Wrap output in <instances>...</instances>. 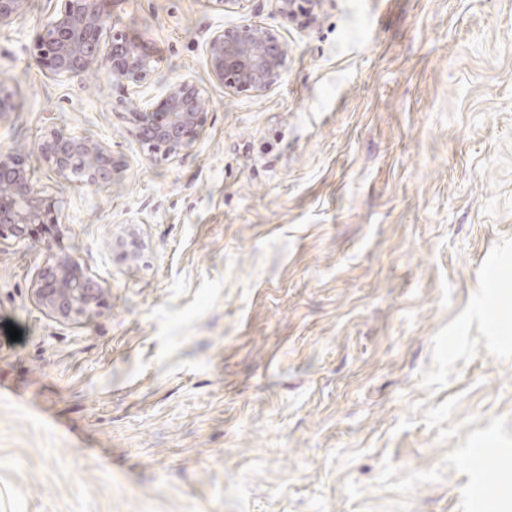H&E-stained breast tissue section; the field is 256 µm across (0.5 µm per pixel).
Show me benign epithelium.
<instances>
[{"label": "benign epithelium", "instance_id": "1", "mask_svg": "<svg viewBox=\"0 0 512 512\" xmlns=\"http://www.w3.org/2000/svg\"><path fill=\"white\" fill-rule=\"evenodd\" d=\"M116 2L64 0L35 37L38 64L66 79L104 68L112 83L123 89H135L149 81L161 62L152 45L143 39L133 40L119 29L106 33V21ZM276 5L282 17L291 19L301 12L314 14L320 0H276ZM26 7L27 0H0V27L12 24ZM206 54L215 81L258 93L282 79L288 46L258 25L243 24L212 32ZM209 105L202 87L191 78H179L156 105L130 113L132 136L153 152L175 158L199 137ZM38 153L67 184L102 186L112 180V152L101 140L53 130L38 144ZM61 204L60 197L46 195L36 187L23 158L0 153V245L34 241L28 228L34 224L54 227ZM43 247L46 258L34 291L39 305L58 319H93L105 304L100 280L64 251L60 237L43 238ZM112 247L133 265L140 261L144 242L130 231L113 240Z\"/></svg>", "mask_w": 512, "mask_h": 512}]
</instances>
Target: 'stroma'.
Listing matches in <instances>:
<instances>
[{
    "mask_svg": "<svg viewBox=\"0 0 512 512\" xmlns=\"http://www.w3.org/2000/svg\"><path fill=\"white\" fill-rule=\"evenodd\" d=\"M60 6L0 27V151L61 195L106 305L56 319L43 249L0 248V512H512L475 455L512 448V0H322L309 24L118 0L162 59L128 92L36 64ZM243 23L288 46L262 93L208 72ZM180 77L210 107L167 159L127 115ZM60 127L111 148V182H61L37 151ZM130 228L134 267L109 245Z\"/></svg>",
    "mask_w": 512,
    "mask_h": 512,
    "instance_id": "35a3bbf8",
    "label": "stroma"
}]
</instances>
